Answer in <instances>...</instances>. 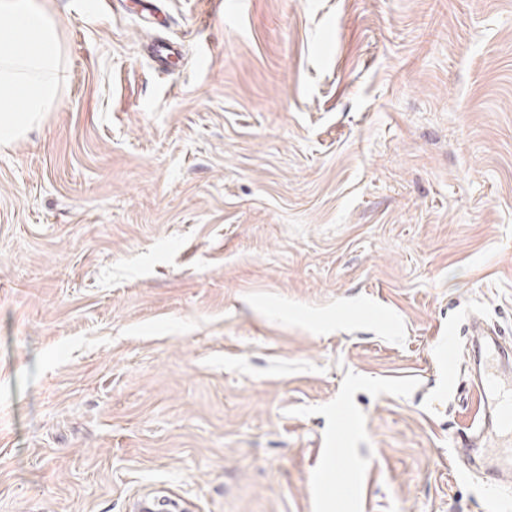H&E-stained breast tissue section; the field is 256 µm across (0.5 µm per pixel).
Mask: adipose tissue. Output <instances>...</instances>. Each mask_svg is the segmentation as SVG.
Here are the masks:
<instances>
[{
  "label": "adipose tissue",
  "instance_id": "1",
  "mask_svg": "<svg viewBox=\"0 0 512 512\" xmlns=\"http://www.w3.org/2000/svg\"><path fill=\"white\" fill-rule=\"evenodd\" d=\"M0 144L19 139L59 96L64 79L56 27L34 0H0Z\"/></svg>",
  "mask_w": 512,
  "mask_h": 512
}]
</instances>
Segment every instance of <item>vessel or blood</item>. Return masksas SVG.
Segmentation results:
<instances>
[{"label": "vessel or blood", "mask_w": 512, "mask_h": 512, "mask_svg": "<svg viewBox=\"0 0 512 512\" xmlns=\"http://www.w3.org/2000/svg\"><path fill=\"white\" fill-rule=\"evenodd\" d=\"M471 333L469 370L480 410L474 437L456 449L455 458L462 469L481 467L486 483L500 491L504 474L512 472V344L478 321Z\"/></svg>", "instance_id": "1"}]
</instances>
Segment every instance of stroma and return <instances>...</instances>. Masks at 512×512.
<instances>
[{
    "label": "stroma",
    "mask_w": 512,
    "mask_h": 512,
    "mask_svg": "<svg viewBox=\"0 0 512 512\" xmlns=\"http://www.w3.org/2000/svg\"><path fill=\"white\" fill-rule=\"evenodd\" d=\"M39 3L66 82L0 146V512H491L448 345L512 340V0Z\"/></svg>",
    "instance_id": "1"
}]
</instances>
